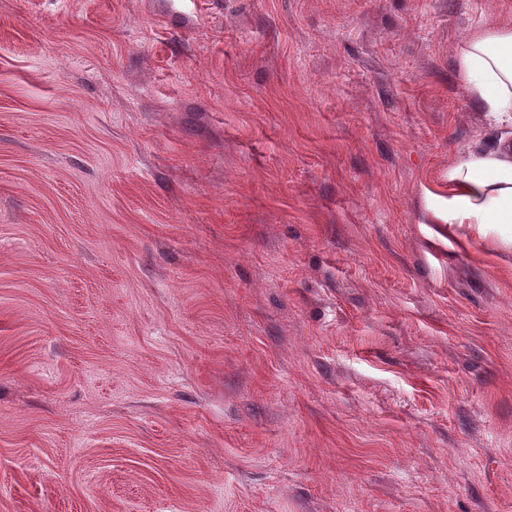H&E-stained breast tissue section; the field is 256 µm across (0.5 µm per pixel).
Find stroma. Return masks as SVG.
Instances as JSON below:
<instances>
[{"instance_id":"1","label":"stroma","mask_w":512,"mask_h":512,"mask_svg":"<svg viewBox=\"0 0 512 512\" xmlns=\"http://www.w3.org/2000/svg\"><path fill=\"white\" fill-rule=\"evenodd\" d=\"M512 0H0V512H512V251L448 225ZM469 98L512 126V28L488 27L469 35L458 55Z\"/></svg>"}]
</instances>
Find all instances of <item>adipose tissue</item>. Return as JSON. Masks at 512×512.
I'll return each instance as SVG.
<instances>
[{
    "label": "adipose tissue",
    "instance_id": "adipose-tissue-1",
    "mask_svg": "<svg viewBox=\"0 0 512 512\" xmlns=\"http://www.w3.org/2000/svg\"><path fill=\"white\" fill-rule=\"evenodd\" d=\"M458 68L472 101L512 126V28L488 27L469 35ZM448 223L512 249V135L448 161Z\"/></svg>",
    "mask_w": 512,
    "mask_h": 512
}]
</instances>
